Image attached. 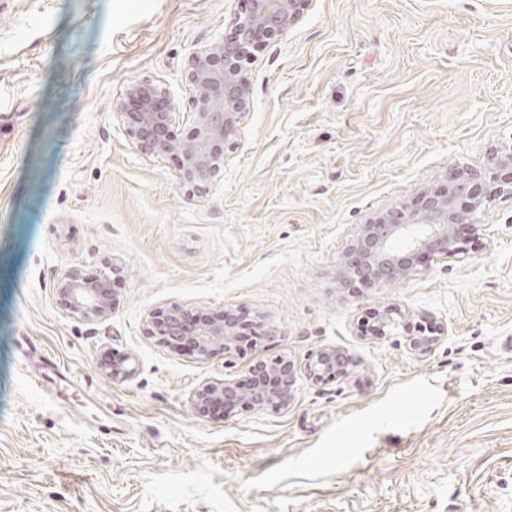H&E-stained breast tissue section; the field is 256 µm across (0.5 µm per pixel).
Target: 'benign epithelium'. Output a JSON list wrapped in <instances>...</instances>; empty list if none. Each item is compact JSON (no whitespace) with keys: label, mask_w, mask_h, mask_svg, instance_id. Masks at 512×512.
<instances>
[{"label":"benign epithelium","mask_w":512,"mask_h":512,"mask_svg":"<svg viewBox=\"0 0 512 512\" xmlns=\"http://www.w3.org/2000/svg\"><path fill=\"white\" fill-rule=\"evenodd\" d=\"M308 0H247L244 16L235 23L234 37L197 50L189 59L187 80L193 89L192 135L178 140L170 134L177 112L169 90L161 83H131L121 104L127 134L143 154L173 155L179 161L180 180L197 190L208 186L224 168V151L231 147L250 112V92L240 73L256 41L282 36L290 30ZM512 194V146L492 157L487 170L466 169L451 174L446 183L422 192L412 202L390 209L362 225L350 249L342 287L358 284L389 285L405 281L434 255L464 253L459 227L483 202ZM109 276L86 279L74 270L60 273L58 293L65 309L89 318L112 313ZM245 325L234 312L200 319L175 305L152 323V333L169 344H186L202 358L238 352ZM445 332L421 333L409 339L414 351L437 345ZM348 357L336 347L322 348L307 359V377L320 383L347 372ZM297 366L283 358L258 360L239 381L206 382L193 393L192 409L209 412L219 403L226 410L267 406L288 407L294 398Z\"/></svg>","instance_id":"benign-epithelium-1"}]
</instances>
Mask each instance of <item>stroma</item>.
I'll return each mask as SVG.
<instances>
[{
    "label": "stroma",
    "instance_id": "35a3bbf8",
    "mask_svg": "<svg viewBox=\"0 0 512 512\" xmlns=\"http://www.w3.org/2000/svg\"><path fill=\"white\" fill-rule=\"evenodd\" d=\"M243 0H0V512H512V195L480 238L352 294L360 225L512 145V0H310L257 43L251 110L198 192L130 143L126 87L166 85L192 133L190 56ZM112 313L69 314L60 272L111 265ZM258 339L202 358L150 335L171 305ZM396 310V330L366 319ZM448 334L415 353L416 325ZM345 351L288 409L196 414L205 381ZM80 381L42 392L28 348ZM129 357L133 373H106Z\"/></svg>",
    "mask_w": 512,
    "mask_h": 512
}]
</instances>
